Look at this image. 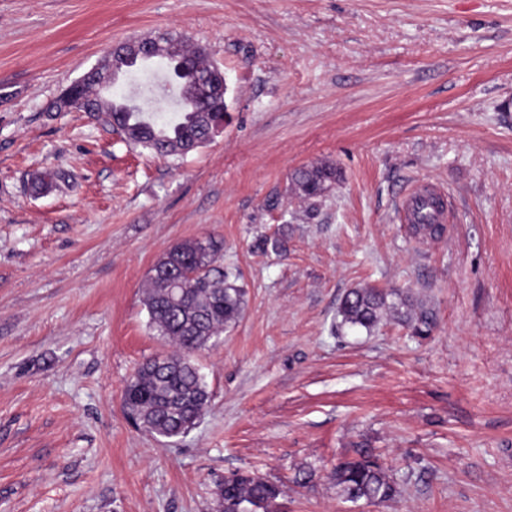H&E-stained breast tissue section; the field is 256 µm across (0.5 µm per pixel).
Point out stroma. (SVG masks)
Listing matches in <instances>:
<instances>
[{
    "mask_svg": "<svg viewBox=\"0 0 512 512\" xmlns=\"http://www.w3.org/2000/svg\"><path fill=\"white\" fill-rule=\"evenodd\" d=\"M172 31L223 70L224 131L181 158L52 101L114 44ZM154 60L114 85L176 106ZM339 175L316 206L304 165ZM437 188L443 236L398 219ZM213 236L245 291L196 361L185 436L139 429L129 378L171 347L145 286ZM412 296L436 326L342 325L340 300ZM369 449L402 495L347 501ZM252 470L282 512H512V0H0V512H213ZM427 192H433L434 191L431 188L428 187H421L414 189L412 192H410L404 199L402 208H401V214L402 219L406 224H412L415 222V216L417 215V212L420 210L421 206L427 201Z\"/></svg>",
    "mask_w": 512,
    "mask_h": 512,
    "instance_id": "1",
    "label": "stroma"
}]
</instances>
